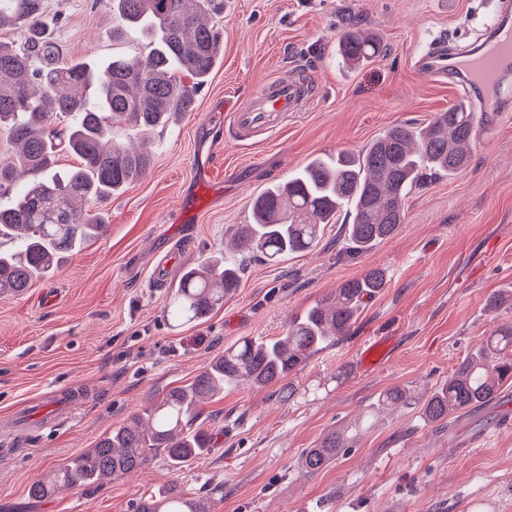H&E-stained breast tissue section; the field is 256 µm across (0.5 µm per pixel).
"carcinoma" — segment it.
<instances>
[{"label": "carcinoma", "instance_id": "carcinoma-1", "mask_svg": "<svg viewBox=\"0 0 512 512\" xmlns=\"http://www.w3.org/2000/svg\"><path fill=\"white\" fill-rule=\"evenodd\" d=\"M44 0H0V29L9 27L24 46L0 42V131L15 154L0 164V239L18 240V249L0 251V293L22 295L37 278L54 275L88 242L105 235L103 212H78L79 201L100 203L124 191L150 169L154 146L146 132L176 123L195 106L199 85L218 65L220 29L207 15H219L224 0H112V14L127 30L147 36L151 49L133 62L79 59L53 63L54 42L41 28ZM380 41L350 24L339 52L348 63L376 56ZM44 65L37 67L34 60ZM188 76L187 83L183 77ZM72 117L61 132L60 115ZM486 113L460 101L423 127L399 124L356 155L317 156L288 179L252 201V223L242 224L224 257H205L187 268L172 302L177 321H199L224 305L239 287L243 270L261 260L277 264L313 248L321 226L349 217L348 252L357 255L396 234L405 223V201L428 175L452 177L470 163V147L484 129ZM140 134L132 149L118 130ZM78 158L65 175L54 171L57 153ZM24 185L14 188L20 179ZM387 283L375 267L342 283L292 320L273 339L247 338L224 349L190 383L170 389L141 415L101 437L54 467L29 488L47 498L61 487H98L145 469L160 455L175 469L211 451L213 434L198 420L203 404L226 389L249 383L277 384L327 345L346 335L360 310ZM512 379V324L486 336L422 407L434 422L490 401ZM419 403L395 387L379 396L377 409ZM347 447L333 431L308 449L302 468L314 474ZM132 512H211L210 499L192 497L175 485L149 494Z\"/></svg>", "mask_w": 512, "mask_h": 512}]
</instances>
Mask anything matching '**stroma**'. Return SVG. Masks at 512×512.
Here are the masks:
<instances>
[{
  "label": "stroma",
  "mask_w": 512,
  "mask_h": 512,
  "mask_svg": "<svg viewBox=\"0 0 512 512\" xmlns=\"http://www.w3.org/2000/svg\"><path fill=\"white\" fill-rule=\"evenodd\" d=\"M489 0H224V48L198 87L195 107L155 133L146 177L100 209L109 230L55 275L21 296L0 295V512H129L171 484L209 496L213 512H512V382L498 398L449 422L419 408L372 418L379 393L419 397L447 379L512 306L487 298L512 289V112L501 113L453 178L427 180L405 204L398 233L369 252L343 246L345 216L324 225L313 249L283 262H253L237 291L207 318L177 324L165 307L173 287L151 273L171 249L182 266L222 251L264 188L323 153H355L394 125H424L459 96L414 67L437 40L470 41ZM44 21L61 62L144 55L131 30L113 39L111 0H45ZM375 34L380 54L352 65L336 53L347 23ZM306 72L313 96L270 134L239 139L214 118L248 104L262 84ZM372 267L388 284L347 336L281 385H242L206 403L215 449L173 469L156 459L97 489L32 501L51 468L198 375L246 337L280 336L323 295ZM390 339L373 370L358 351ZM359 424L353 448L310 475L303 453L331 431Z\"/></svg>",
  "instance_id": "1"
}]
</instances>
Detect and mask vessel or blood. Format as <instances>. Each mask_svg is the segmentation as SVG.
Masks as SVG:
<instances>
[{
	"mask_svg": "<svg viewBox=\"0 0 512 512\" xmlns=\"http://www.w3.org/2000/svg\"><path fill=\"white\" fill-rule=\"evenodd\" d=\"M417 70L434 81H448L475 103H484L485 90L512 84V0H503L481 36L464 48L440 42L423 52ZM309 86L302 80L278 79L266 84L247 107H232L235 134L276 129L278 119L296 111Z\"/></svg>",
	"mask_w": 512,
	"mask_h": 512,
	"instance_id": "b4317fda",
	"label": "vessel or blood"
}]
</instances>
